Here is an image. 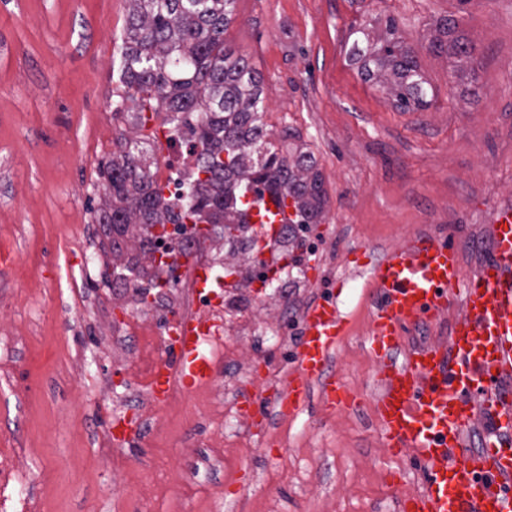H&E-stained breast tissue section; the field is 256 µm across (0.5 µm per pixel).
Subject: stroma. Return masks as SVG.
<instances>
[{"instance_id": "35a3bbf8", "label": "stroma", "mask_w": 512, "mask_h": 512, "mask_svg": "<svg viewBox=\"0 0 512 512\" xmlns=\"http://www.w3.org/2000/svg\"><path fill=\"white\" fill-rule=\"evenodd\" d=\"M130 0H0V316L22 326L12 382L0 384V448H34L26 480L51 491L53 512H397L420 488L412 454L387 448L373 403L377 372L365 324L376 290L348 258H372L441 226L466 272L492 250L494 209L512 203V0H236L224 45L263 77L267 140L285 156L311 153L326 191L294 289H240L231 306H262L237 343L257 378L277 384L293 365L304 309L336 294L347 320L333 369L354 403L313 396L300 417L274 420L260 441L245 419L218 420L203 392L158 405L151 426L94 474L97 436L110 420L102 383L136 380L98 354L100 323L123 334L139 301L112 285L117 256L94 211L107 195L100 142L133 138L137 100L118 103L116 74ZM394 18L413 44L434 97L397 111L348 55L355 28L382 35ZM453 18L475 48L477 86L450 81L451 61L429 48ZM103 264L76 281L90 244ZM91 316L63 322L73 299ZM87 355L90 373H70ZM129 493L115 503L108 488Z\"/></svg>"}]
</instances>
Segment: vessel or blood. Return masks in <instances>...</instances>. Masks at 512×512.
I'll list each match as a JSON object with an SVG mask.
<instances>
[{
  "instance_id": "obj_1",
  "label": "vessel or blood",
  "mask_w": 512,
  "mask_h": 512,
  "mask_svg": "<svg viewBox=\"0 0 512 512\" xmlns=\"http://www.w3.org/2000/svg\"><path fill=\"white\" fill-rule=\"evenodd\" d=\"M293 207L271 198L254 204L253 224L280 225ZM492 252L474 273L465 272L452 240L417 234L383 253L367 269L378 302L368 341L377 358L374 396L382 437L396 453L413 454L422 466L423 489L399 502V512H512V204L497 207ZM460 307L445 341L405 346L411 327L437 321ZM202 320L181 319L167 337L166 357L153 368V391L164 399L173 382L190 391L206 384L214 359L199 341ZM343 333L335 297L312 302L302 315L295 365L281 388L263 395L241 389L238 412L264 435L271 417H299L312 388L327 407L351 406L352 396L330 367ZM489 414L495 431L482 445L467 436L477 417Z\"/></svg>"
}]
</instances>
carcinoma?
Returning <instances> with one entry per match:
<instances>
[{"label":"carcinoma","mask_w":512,"mask_h":512,"mask_svg":"<svg viewBox=\"0 0 512 512\" xmlns=\"http://www.w3.org/2000/svg\"><path fill=\"white\" fill-rule=\"evenodd\" d=\"M121 52L119 81L140 95L143 107L165 111L169 133H185L198 144L188 175V196H164L165 186L152 179L146 145L124 139L112 160L100 162L99 175L108 191L106 207L95 221L112 231V247L133 242V254L112 267V283L125 288H162L166 270L141 265L147 251L158 252L154 229L175 224L182 241L245 236L252 193L292 201L294 224H319L325 190L309 153L290 159L265 142L263 79L246 58L224 47V31L235 0H131ZM376 42L358 31L350 54L364 59L365 78L386 86L402 112L422 111L431 103L429 83L420 71L416 51L397 35L393 19ZM432 51L458 62L454 77L476 71L474 46L457 33L454 20L438 24Z\"/></svg>","instance_id":"obj_1"}]
</instances>
